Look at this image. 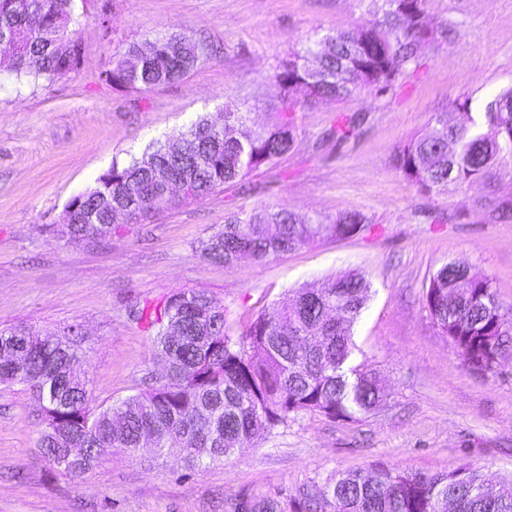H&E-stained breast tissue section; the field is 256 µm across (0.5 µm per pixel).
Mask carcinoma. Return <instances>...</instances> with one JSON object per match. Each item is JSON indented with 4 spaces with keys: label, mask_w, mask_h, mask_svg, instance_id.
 <instances>
[{
    "label": "carcinoma",
    "mask_w": 512,
    "mask_h": 512,
    "mask_svg": "<svg viewBox=\"0 0 512 512\" xmlns=\"http://www.w3.org/2000/svg\"><path fill=\"white\" fill-rule=\"evenodd\" d=\"M374 19L356 30H333L312 39L282 63L274 80L285 90L302 87L310 100L342 101L369 90L383 95L397 79L418 68L420 52L438 49L437 29L422 22L425 0H370ZM74 0H0V35L11 47L0 53V75L18 83L53 81L77 71L83 44L69 29ZM150 55L131 45L107 77L113 85L148 91L174 84L200 63L203 49L185 36L154 40ZM466 115L450 124L432 118L427 132L397 148L393 162L419 190L440 195L474 183L491 185L512 170V84L477 106L456 103ZM294 103L283 104L279 120L261 129L244 113L225 107L224 122L238 134L228 139L207 119L175 143L151 144L139 156L100 175L95 187L71 199L73 223L55 234L68 243H98L120 229L111 214L131 201L138 206L124 223L148 220L174 202L158 178L191 180L192 198L241 181L252 169L283 158L295 145ZM358 119H336V140L354 135ZM370 223L358 210L320 224L286 209L264 208L234 215L202 242L201 254L231 265L246 252L261 263L330 233L348 236ZM449 262L429 279L425 305L439 333L471 369L495 373L512 351V307L500 304L492 279ZM370 283L359 272H343L319 288L285 295L274 315H259L238 337L230 334L224 305L205 291H178L154 310V351L165 379L106 407L94 408L88 380L73 372L81 361L82 336L74 325L60 336H42L22 326L0 328V385H21L36 396L43 429L37 446L45 459L73 479L99 465L101 448L163 457L170 441L184 448V465L201 471L235 449L271 435L292 416L318 411L336 419L366 415L387 398L377 374L355 363L352 326L365 308ZM480 470L449 473L400 471L387 465L339 471L301 497L291 512H512V481L495 497L483 491ZM247 512H286L274 499L254 500Z\"/></svg>",
    "instance_id": "cac0c4a2"
}]
</instances>
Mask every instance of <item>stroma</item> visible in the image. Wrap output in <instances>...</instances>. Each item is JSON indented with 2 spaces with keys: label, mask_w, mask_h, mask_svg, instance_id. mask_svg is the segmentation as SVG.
Returning a JSON list of instances; mask_svg holds the SVG:
<instances>
[{
  "label": "stroma",
  "mask_w": 512,
  "mask_h": 512,
  "mask_svg": "<svg viewBox=\"0 0 512 512\" xmlns=\"http://www.w3.org/2000/svg\"><path fill=\"white\" fill-rule=\"evenodd\" d=\"M425 7L443 44L424 50L417 71L383 96L310 103L273 80L308 39L367 24V0H76L77 72L27 86L0 76V327L57 335L80 326L94 404L138 393L158 370L153 329L133 311L203 290L223 304L237 335L288 291L347 271L371 284L353 327L357 358L389 388L386 404L358 420L302 413L201 472L186 473L174 447L152 463L116 452L75 480L36 445L34 394L0 386V512H232L242 498L288 504L334 472L375 464L426 473L469 465L495 482L512 476V354L496 373L471 370L424 299L430 276L455 261L492 277L501 304L512 307V218L494 209L512 201V178L428 194L393 164L398 146L424 134L435 115L459 119L456 100L477 102L512 84V0ZM172 33L210 51L181 82L139 92L107 80L130 44ZM288 98L296 142L278 163L100 243L69 244L52 232L67 203L113 163L198 119H219L228 105L252 126L273 124ZM342 114L359 126L339 143L330 131ZM268 206L325 224L358 210L370 224L262 263L225 267L201 256L200 241L225 218Z\"/></svg>",
  "instance_id": "stroma-1"
}]
</instances>
